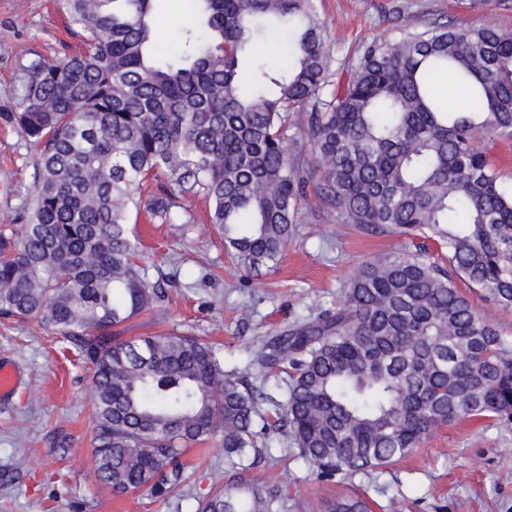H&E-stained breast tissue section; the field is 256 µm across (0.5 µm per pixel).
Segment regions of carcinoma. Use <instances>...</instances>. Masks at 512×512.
<instances>
[{
    "mask_svg": "<svg viewBox=\"0 0 512 512\" xmlns=\"http://www.w3.org/2000/svg\"><path fill=\"white\" fill-rule=\"evenodd\" d=\"M154 0H63L82 52L32 60L9 122L34 158L25 223L0 236V317L35 319L94 366L95 465L115 493L166 496L184 481L185 446L220 437L227 461L267 447V396L284 367L275 430L320 478L372 477L433 428L512 423V339L456 287L512 309V190L477 135L512 138V33L438 24L366 44L332 85L316 0H194L185 43L153 51ZM279 26L286 56L259 48ZM450 73L464 102L434 94ZM301 113L309 152L288 149ZM201 195L243 266L277 262L298 201L314 196L337 231L399 236L407 248L358 266L336 306L317 305L269 338L245 371L213 346L157 334L119 341L160 287L137 264L131 210L172 220L173 194ZM253 486L201 512H282ZM329 512H370L349 497Z\"/></svg>",
    "mask_w": 512,
    "mask_h": 512,
    "instance_id": "1",
    "label": "carcinoma"
}]
</instances>
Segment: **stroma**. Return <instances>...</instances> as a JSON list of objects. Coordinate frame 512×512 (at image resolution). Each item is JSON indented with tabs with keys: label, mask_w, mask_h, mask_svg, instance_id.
Wrapping results in <instances>:
<instances>
[{
	"label": "stroma",
	"mask_w": 512,
	"mask_h": 512,
	"mask_svg": "<svg viewBox=\"0 0 512 512\" xmlns=\"http://www.w3.org/2000/svg\"><path fill=\"white\" fill-rule=\"evenodd\" d=\"M341 73L362 44L397 28L422 31L448 20L478 26L494 19L512 32V0H317ZM191 0H157L156 51L183 52L181 27ZM81 40L60 0H0V234L23 221L34 168L23 133L7 124L24 68L35 58H64ZM178 221L139 215L130 230L139 263L162 294L152 309L116 328L130 340L153 331L215 342L225 370L245 367L254 347L330 305L363 260L399 248L393 236L336 232V217L314 197L299 202L298 222L276 267L245 270L224 248L214 225L202 223L205 202L177 196ZM17 373L0 396V512H197L224 490L246 498L252 486L273 488L288 512H324L327 502L368 490L372 512H512V425L460 421L434 429L375 482L321 481L295 449L274 448L256 464L231 466L216 444L188 447L187 482L164 498L117 494L94 466L93 366L75 346L35 321L0 320V365ZM290 472L283 481L282 472Z\"/></svg>",
	"instance_id": "obj_1"
}]
</instances>
